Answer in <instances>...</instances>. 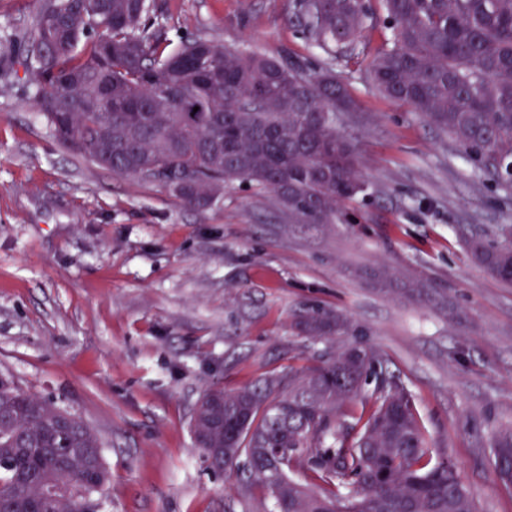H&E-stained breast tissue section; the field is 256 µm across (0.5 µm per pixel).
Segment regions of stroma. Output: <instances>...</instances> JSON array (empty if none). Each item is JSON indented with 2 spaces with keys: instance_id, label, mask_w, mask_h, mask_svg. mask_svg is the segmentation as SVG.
Here are the masks:
<instances>
[{
  "instance_id": "35a3bbf8",
  "label": "stroma",
  "mask_w": 512,
  "mask_h": 512,
  "mask_svg": "<svg viewBox=\"0 0 512 512\" xmlns=\"http://www.w3.org/2000/svg\"><path fill=\"white\" fill-rule=\"evenodd\" d=\"M172 47L210 39L331 70L338 122L364 193L335 224H299L248 182L185 206L155 184L62 148L25 94L8 45L0 79V374L77 415L109 479L99 512H271L215 475L190 436L206 387H239L360 342L415 397L432 457H448L479 512H512L492 439L512 427V283L467 241H512V195L455 142L369 81L380 0L362 51L333 58L293 26L292 0H153ZM334 310L347 331L312 339L298 315Z\"/></svg>"
}]
</instances>
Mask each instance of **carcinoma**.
Returning a JSON list of instances; mask_svg holds the SVG:
<instances>
[{
	"label": "carcinoma",
	"instance_id": "obj_1",
	"mask_svg": "<svg viewBox=\"0 0 512 512\" xmlns=\"http://www.w3.org/2000/svg\"><path fill=\"white\" fill-rule=\"evenodd\" d=\"M389 31L371 79L448 134L475 171L512 189V0H381ZM150 0H42L21 32L27 94L57 141L118 176L208 206L224 182L272 194L300 224H333L363 191L339 114L351 108L329 73L205 39L169 49L146 23ZM364 0H294L292 23L350 56ZM82 98L99 106L84 109ZM198 111H193V108ZM474 259L512 282V246L469 241ZM309 336L347 328L332 313L298 322ZM369 347L351 343L289 376L227 389L224 428L202 413L194 444L225 447L220 466L273 512H477L456 464L437 460L413 395L394 377L360 399ZM495 471L512 485V430L493 440ZM108 481L97 435L71 412L18 385L0 386V512H94ZM60 493L45 499V488Z\"/></svg>",
	"mask_w": 512,
	"mask_h": 512
}]
</instances>
